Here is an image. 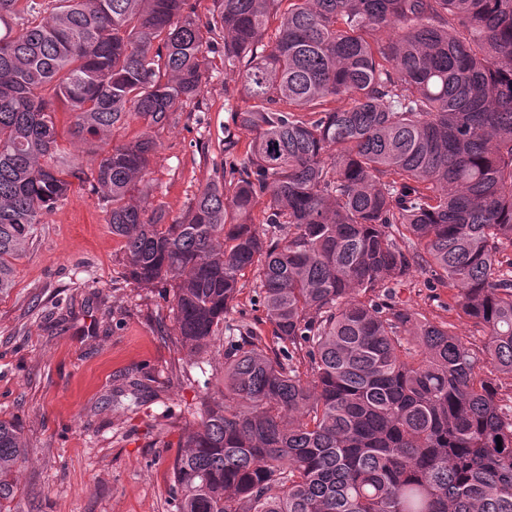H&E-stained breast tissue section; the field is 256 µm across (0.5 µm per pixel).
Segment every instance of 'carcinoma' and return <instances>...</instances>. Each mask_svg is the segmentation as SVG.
I'll list each match as a JSON object with an SVG mask.
<instances>
[{"mask_svg": "<svg viewBox=\"0 0 512 512\" xmlns=\"http://www.w3.org/2000/svg\"><path fill=\"white\" fill-rule=\"evenodd\" d=\"M217 30L251 138L224 141L229 189L167 224L141 205L150 131L200 97ZM129 119L145 130L107 148ZM74 179L110 205L131 279L172 282L194 365L248 273L279 345L227 336L177 512H512V397L491 378L512 377V0H222L204 25L190 0H0V294ZM417 271L456 290L485 365L394 300ZM27 451L0 419V512H22ZM58 131L60 134L59 142L61 145V148L65 151L67 155H69L71 158L86 163V155L84 153L85 151V145L83 142L77 138L69 134L68 129L70 126V117L68 114L59 113L58 114Z\"/></svg>", "mask_w": 512, "mask_h": 512, "instance_id": "1", "label": "carcinoma"}]
</instances>
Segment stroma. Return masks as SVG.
I'll return each mask as SVG.
<instances>
[{
  "label": "stroma",
  "instance_id": "stroma-1",
  "mask_svg": "<svg viewBox=\"0 0 512 512\" xmlns=\"http://www.w3.org/2000/svg\"><path fill=\"white\" fill-rule=\"evenodd\" d=\"M210 39L201 96L153 130L143 204L162 207L171 221L222 178L226 132L248 140L235 114L253 100L224 70L222 33ZM123 258L100 195L76 182L44 215L15 262L14 287L0 295V418L15 421L28 445L15 479L21 503L37 512H175L173 460L202 397L224 389V338L208 353L215 374L193 369L176 343L169 282L134 284ZM454 294L419 272L393 290L419 319L448 324L481 352L483 332L459 312ZM226 320L273 339L251 278ZM132 381L144 385L145 402H114Z\"/></svg>",
  "mask_w": 512,
  "mask_h": 512
}]
</instances>
